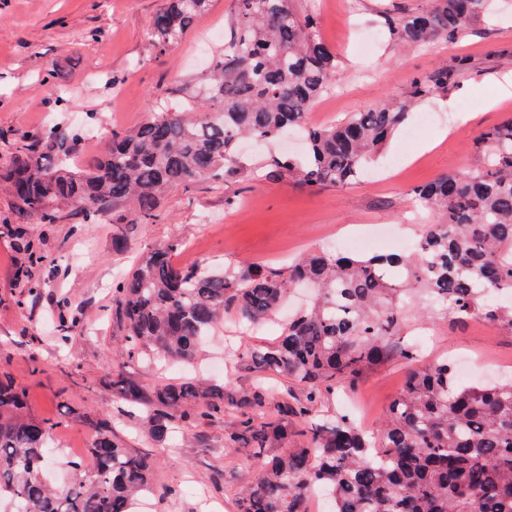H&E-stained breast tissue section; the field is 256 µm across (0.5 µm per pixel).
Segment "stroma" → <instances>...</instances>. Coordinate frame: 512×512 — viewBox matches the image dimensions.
<instances>
[{"label": "stroma", "instance_id": "1", "mask_svg": "<svg viewBox=\"0 0 512 512\" xmlns=\"http://www.w3.org/2000/svg\"><path fill=\"white\" fill-rule=\"evenodd\" d=\"M425 0H292L299 16L315 21V34L336 50L342 80L324 94L308 114L315 125L331 124L347 113L406 96L416 78L455 68L459 58L470 64L449 84L446 93L422 102L406 128L427 124L415 141L396 134L385 148L388 166L345 186L304 189L284 181L234 179L222 184L208 180L173 189L165 198L163 219L156 224L87 225L74 233L69 224H30L27 236L56 272L34 299L15 272L27 254L14 236L0 234V369L26 391L27 411L38 419L56 418L64 409L73 417L54 431L60 449L50 452V465L64 473L63 444L89 449L91 423L112 421L115 435L132 452L150 457L157 487H177L174 498H152L141 512H236L238 492L263 460L280 454V447L252 456L224 447V430L237 420L228 408L222 421L196 426L180 423L167 441L153 440L145 431L140 410H129L112 388V368L121 363L124 336L109 316L112 284L151 248L180 240L179 264L221 269L251 263L287 268L289 261L319 247L326 238L347 239L387 226L391 242L379 253L400 252L416 240L409 193L440 176L463 173L477 163L473 141L483 130L512 117V95L499 87L512 78V5L495 0L491 12L477 18L455 41L438 39L409 48L388 38L377 41L370 54L356 49L362 27L379 25L384 10L411 11ZM165 0H0V141L13 140L22 129H34L55 118L62 129L94 122L75 144V155L90 163L104 151L112 132L122 131L159 113L179 90L202 91L210 77L209 62L199 60L197 47L211 39L223 45L234 22V0H213L194 31L171 51L154 47L150 24ZM53 69L55 85L70 102L66 112H54L50 85L43 81ZM401 158L405 174H396L391 159ZM124 236L128 248L113 252V236ZM309 295L294 293L289 308L274 321L245 334L235 316L199 351L189 368H161L145 361L126 365L127 376L147 391L187 376L207 375L216 358L232 368L224 378L239 391L261 379L270 381V405L305 398L302 387L282 376L235 363L239 344L258 348L272 344L288 320L290 307ZM71 304L74 324L68 346L54 336L59 321L58 300ZM410 327H423L429 339L424 360L458 362L470 355L482 359L472 378L479 381L512 374V330L480 320L457 328L448 324L440 306H427ZM39 372H32V359ZM410 367L393 357L369 369L356 388L325 396L315 417L325 420L356 408L362 428L373 430L400 391ZM224 481H215L216 473Z\"/></svg>", "mask_w": 512, "mask_h": 512}]
</instances>
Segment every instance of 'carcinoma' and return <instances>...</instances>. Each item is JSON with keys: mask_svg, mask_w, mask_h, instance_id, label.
Instances as JSON below:
<instances>
[{"mask_svg": "<svg viewBox=\"0 0 512 512\" xmlns=\"http://www.w3.org/2000/svg\"><path fill=\"white\" fill-rule=\"evenodd\" d=\"M224 49L211 60L201 96H179L131 130L112 134L89 167H74V139L55 124L22 130L0 164V192L10 198L11 233L21 224L78 227L161 220L167 193L200 180L249 178L239 141L277 139L304 129L306 154L271 155L266 178L303 187L347 186L381 156V147L406 122L410 109L448 91L454 69L417 78L405 99L340 122L311 126L307 114L337 85L336 51L312 33L314 18L298 16L291 0H236ZM212 0H166L152 21L154 46L165 52L190 34ZM488 9V0H429L402 13L382 12L381 26L403 47L434 38L456 40ZM477 166L444 175L412 191L428 212L415 249L362 255L321 250L288 270L264 264L204 272L173 257V240L144 256L112 286V325L125 336L126 361L146 352L161 361H189L224 315L247 326L265 323L288 289L308 282L319 295L296 314L274 344L240 348L244 365L283 375L304 387L306 403L278 406L266 415L264 387L239 393L229 383L190 379L147 393L122 369L114 378L122 399L147 412L152 437L162 442L174 424L218 422L224 409H240L224 432V447L266 448L288 439V424L310 433V448H294L262 466L238 497L237 512H307L308 492L322 490L329 512H512V378L462 385L448 361L410 369L375 436L350 420L313 421L315 403L357 385L366 370L387 359V339L426 302L439 303L464 325L475 315L512 329V117L475 138ZM28 264L16 271L28 293L44 280L42 262L25 242ZM56 340L71 341L68 302L58 305ZM26 392L0 376V498L22 502V512H130L136 496L153 494L152 465L116 440L112 424L91 423L92 468L68 461L70 481H44L47 441L57 421L25 413Z\"/></svg>", "mask_w": 512, "mask_h": 512, "instance_id": "1", "label": "carcinoma"}]
</instances>
